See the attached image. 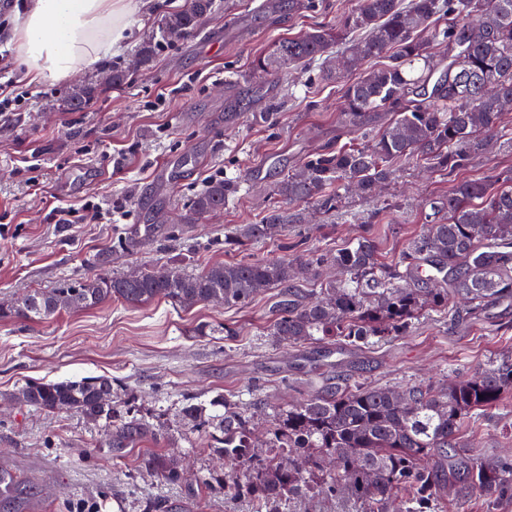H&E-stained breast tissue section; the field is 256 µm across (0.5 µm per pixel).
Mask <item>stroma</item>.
Returning <instances> with one entry per match:
<instances>
[{
	"label": "stroma",
	"mask_w": 512,
	"mask_h": 512,
	"mask_svg": "<svg viewBox=\"0 0 512 512\" xmlns=\"http://www.w3.org/2000/svg\"><path fill=\"white\" fill-rule=\"evenodd\" d=\"M133 9L125 49L103 67L64 82L29 83L13 44L0 38V83L13 81L21 103L0 119V304L93 275L120 276L183 258L189 271L216 262L336 250L364 230L388 200L399 211L374 226L385 261L421 234L425 202L447 192L448 179L423 164H404L371 199L350 198L325 214L309 208L304 223L260 244L236 243L280 199L275 186L308 155L344 144L338 107L342 79L319 66L305 74L256 77L253 57L272 40L335 25L357 0H303L266 13L263 0H220V10L188 40L157 44L151 59L135 55L158 12ZM129 81L88 112L67 111L73 88L115 66ZM243 178L234 201L195 224L185 206L215 179ZM93 204L111 213L85 216ZM75 210L73 223L56 210ZM280 291L259 293L244 307L199 303L179 308L156 300L131 306L112 299L43 321L0 318V469L17 489L0 512H249L228 505L217 480L224 456L212 430L184 429V396L203 405L241 394L256 437L267 440L274 408L320 393L336 377L395 389L420 383L441 389L501 357H512V300L487 305L482 320L423 314L404 336L359 350L291 347L268 336ZM111 377L118 410L150 418L165 438L136 448L109 445L102 425L76 414L45 413L15 402L31 380ZM468 453L512 459V397L459 435ZM166 454L184 478L170 484L144 458Z\"/></svg>",
	"instance_id": "35a3bbf8"
}]
</instances>
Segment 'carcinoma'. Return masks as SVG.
<instances>
[{
  "mask_svg": "<svg viewBox=\"0 0 512 512\" xmlns=\"http://www.w3.org/2000/svg\"><path fill=\"white\" fill-rule=\"evenodd\" d=\"M216 10L215 0H184L160 18L157 30L168 42L200 31ZM350 40L346 71L359 76L345 84L339 122L370 139L358 146H328L306 157L300 170L282 180V205L242 232L248 242L303 220L302 206L325 213L346 203L353 192L370 198L392 178L397 165L422 160L448 175V194L428 201L423 234L412 239L398 260L381 258L376 241L364 233L335 251L315 253L302 265L333 266L340 277L320 288V299L305 300L293 283L288 257L216 262L198 273L173 261L125 276H90L38 292L0 308V317L45 320L60 310L80 311L109 299L143 305L164 299L189 308L219 296L227 306L246 305L260 292L282 288L286 296L268 335L290 344H328L341 350L402 336L425 312L481 320L484 306L512 299V177L493 182L460 180L488 140L504 133L503 107L512 103V0H357L334 28L317 27L274 40L255 56L252 71L273 75L290 68L328 66L330 50ZM448 44V66L433 86L414 75L429 66L430 47ZM388 63L362 69L369 60ZM129 80L122 67L106 83H91L67 99L72 112H86L109 89ZM394 113L383 130L368 128L371 113ZM241 184L212 181L193 199L188 224L224 209ZM443 275L445 287L422 285L423 264ZM512 392V359L495 361L468 378L435 390L410 384L399 391L364 382L336 384L300 403L273 412L265 449L253 440L243 403L226 398L219 428L224 432V499L246 500L251 512H301L322 496L336 512H443L447 501L461 504L472 495L490 502L512 493V460L492 464L474 457L458 441L464 419L478 418ZM23 406L51 413H76L104 422L113 448H134L159 440L162 432L145 418L117 417L112 378L58 382L30 381L19 389ZM143 464L162 480L178 483L182 472L160 454ZM17 476L0 470V497L11 496Z\"/></svg>",
  "mask_w": 512,
  "mask_h": 512,
  "instance_id": "carcinoma-1",
  "label": "carcinoma"
}]
</instances>
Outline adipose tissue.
Segmentation results:
<instances>
[{
    "mask_svg": "<svg viewBox=\"0 0 512 512\" xmlns=\"http://www.w3.org/2000/svg\"><path fill=\"white\" fill-rule=\"evenodd\" d=\"M128 16L126 0H25L4 36L31 82H59L122 51Z\"/></svg>",
    "mask_w": 512,
    "mask_h": 512,
    "instance_id": "ef3b65f1",
    "label": "adipose tissue"
}]
</instances>
